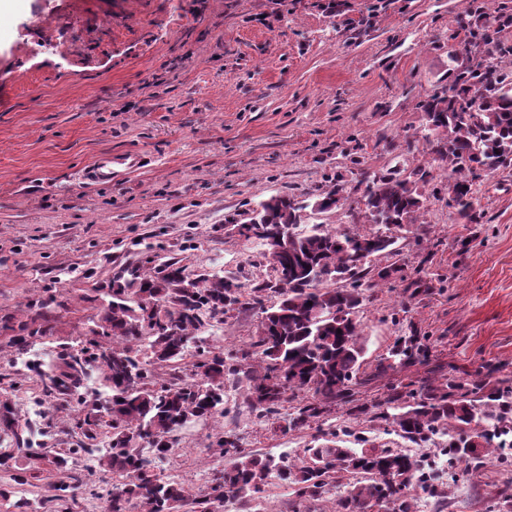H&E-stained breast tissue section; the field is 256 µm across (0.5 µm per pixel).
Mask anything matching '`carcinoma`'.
Here are the masks:
<instances>
[{
	"instance_id": "cac0c4a2",
	"label": "carcinoma",
	"mask_w": 512,
	"mask_h": 512,
	"mask_svg": "<svg viewBox=\"0 0 512 512\" xmlns=\"http://www.w3.org/2000/svg\"><path fill=\"white\" fill-rule=\"evenodd\" d=\"M505 51L486 30H469L466 53L459 61L450 55L448 89L420 102L428 130L434 132L431 153L448 164V206L469 221L474 214L473 180L480 171L512 165V80L497 65ZM356 209L379 229L370 232L314 224L282 236L250 234L263 250L250 265L260 263L270 273L243 288L237 277L189 273L182 260H161L157 248L148 246L126 269L127 276L112 280V288L100 303L93 326L76 346L33 366L46 392L59 395L60 406L74 412L84 436L102 427L110 429L106 466L119 475L108 494V512H217L224 502L241 508L251 505L271 480L292 484L297 496L318 500L346 474L361 478L336 499L334 512H368L391 504L390 512H414L406 493L416 485L433 497L447 498L435 485L431 464L399 448H379L366 438L344 431L331 433L324 443L303 450L300 464L291 457L278 458L241 447L230 431L218 430L209 445L224 458V469L210 485L196 491L167 480L144 456L165 457L177 434L197 419L222 416L230 420L247 414L283 434L321 426L326 407L342 404L357 418L368 408L354 404L357 388L382 378L397 367L414 362L420 347L414 336L395 339L389 356L375 372L362 371L364 343L357 313L365 300L364 287L394 279L403 268L394 263L375 267L371 258L397 255L392 230H407L426 198L417 183L427 182L430 172L419 169L415 179L395 174L358 172ZM344 185L334 182L313 202L288 195H272L248 212L269 230L303 224V212L337 209L348 200ZM288 270V282L280 283V271ZM56 295L49 294L37 306H28V320L9 337L18 354L38 337L49 336L58 319ZM246 313L260 314L256 340L241 356L226 357L211 349L196 351L192 374L170 379L162 370L176 371L188 355L191 340L224 324V319ZM93 378L105 395L106 415L100 399L79 392ZM243 388V405L224 407L226 383ZM309 396L297 399V393ZM297 401L287 425L280 424L285 404ZM373 419L382 420L409 443L420 444L450 430L457 437L441 449L449 461L465 467L479 466L502 448H512V416L506 415L504 396L485 391L481 381L457 392L448 381L427 378L413 393L399 383L390 386L384 400L375 405ZM0 431L15 442L0 448V467L22 457L24 467L13 474L19 486H47L49 494L39 508L14 504L4 512H73L75 490L83 483L73 464L76 455L91 456L89 447L67 448L54 455L35 447V431L20 423L9 402L0 403ZM354 437L361 448L346 446Z\"/></svg>"
}]
</instances>
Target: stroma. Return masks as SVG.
Instances as JSON below:
<instances>
[{
  "instance_id": "stroma-1",
  "label": "stroma",
  "mask_w": 512,
  "mask_h": 512,
  "mask_svg": "<svg viewBox=\"0 0 512 512\" xmlns=\"http://www.w3.org/2000/svg\"><path fill=\"white\" fill-rule=\"evenodd\" d=\"M504 12L512 0H487L479 18L470 0H14L0 18V317L24 320L26 302L49 288L73 305L26 356L0 341L16 415L40 426L45 447L72 446L71 416L25 362L81 341L98 289L145 245L180 246L190 270L249 284L267 275L245 264L259 247L225 224L274 194L315 197L338 175L354 188L357 168L434 174L418 186L425 208L399 234L404 280L369 291L358 313L365 369L414 334L430 361L404 367L403 382L512 380V166L481 174L476 219L459 218L419 108L447 88L448 53H464L471 25L512 45ZM131 100L137 109L123 111ZM130 152L145 164L109 183L80 180L100 155ZM418 275L429 289L413 295L405 281ZM258 323L230 319L202 338L235 352ZM216 426L189 423L156 472L206 488L224 466L207 452ZM236 433L242 447L274 455H299L312 437L245 418ZM96 444L82 468V512H105L113 482L99 462L107 433ZM507 482L512 457L490 459L449 483V505L498 512ZM335 498L302 501L274 481L252 512H331Z\"/></svg>"
}]
</instances>
